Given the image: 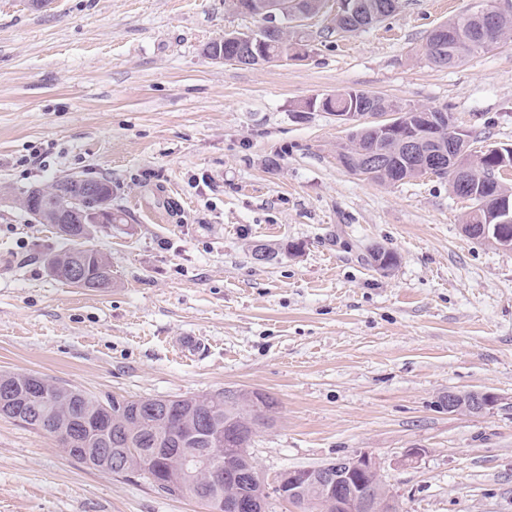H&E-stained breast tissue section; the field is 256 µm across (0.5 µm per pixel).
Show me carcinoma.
<instances>
[{
	"label": "carcinoma",
	"mask_w": 512,
	"mask_h": 512,
	"mask_svg": "<svg viewBox=\"0 0 512 512\" xmlns=\"http://www.w3.org/2000/svg\"><path fill=\"white\" fill-rule=\"evenodd\" d=\"M361 11L350 19L333 18L336 28L356 32L380 22L394 10V0H356ZM489 48L482 32L466 14L445 23L444 30L430 32L425 44V57L436 67H453L462 64L474 52ZM375 101L393 112L400 113L403 129L414 133L422 123L423 115H446L453 121L446 108L406 104L398 100L370 94L361 90L343 89L330 102L328 112H344L351 107L361 108ZM352 147L342 155L340 162L348 172L362 176L365 173V152L373 151L381 158L385 175L397 180L417 178L433 170L439 178H448V128H443L439 138L418 151L414 157L406 154L401 143L382 136L369 125L351 130ZM500 164L488 157L476 170L472 179L473 190L482 196L485 205L493 207L499 197L512 193L501 187L495 179ZM59 232L68 245L53 252L48 260L58 257L71 258V264L55 265L54 278L72 284V266L82 260L86 277H98V262L89 239L83 235L82 225L63 224ZM372 258L378 268L388 270L396 262L395 256L383 247L372 249ZM8 388L0 390V416L40 431L53 439L55 445L70 458L105 472L108 449L124 448L130 461L140 464L139 470L150 479L159 476L157 468L181 469L185 459L180 451L186 445L196 450L201 459L188 466L191 474L182 494L205 504L222 498L232 490L258 492L260 488L224 483L214 479V472L224 471V449L242 444L249 445L257 433L256 402L248 395L224 401V392L210 396H186L167 400V412L157 421L145 414L153 399H118L116 397L101 407V402L81 389L69 386L60 389L48 380L39 396H29L25 391L30 374L3 373ZM67 429L70 440L62 442L58 433Z\"/></svg>",
	"instance_id": "cac0c4a2"
}]
</instances>
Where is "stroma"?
<instances>
[{
	"instance_id": "1",
	"label": "stroma",
	"mask_w": 512,
	"mask_h": 512,
	"mask_svg": "<svg viewBox=\"0 0 512 512\" xmlns=\"http://www.w3.org/2000/svg\"><path fill=\"white\" fill-rule=\"evenodd\" d=\"M475 2L400 0L354 34L320 14L305 58L241 67L204 53L261 24L224 0H0V191L87 175L126 214L92 229L112 266L96 291L50 275L54 225L0 206V373L102 401L257 390L276 401L250 448L266 481L367 451L402 512H512V251L463 234L447 180L347 172L348 128L305 108L353 88L448 108L474 148H512V39L452 68L423 55ZM186 332L191 359L172 347ZM451 391L500 404L451 414ZM0 512L208 508L0 417ZM470 395L473 401L477 404V410H474L475 414L484 413L487 410L493 409L499 403V398L496 395L486 392H468V393H456L448 392V396H444L440 401V406L448 410V413L456 412H468L465 408L460 405L464 400V397Z\"/></svg>"
}]
</instances>
